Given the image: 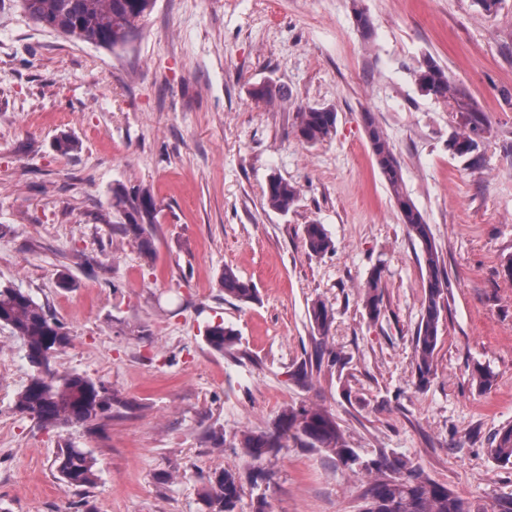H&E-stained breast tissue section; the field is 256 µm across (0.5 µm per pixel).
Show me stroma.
Here are the masks:
<instances>
[{
  "label": "stroma",
  "mask_w": 512,
  "mask_h": 512,
  "mask_svg": "<svg viewBox=\"0 0 512 512\" xmlns=\"http://www.w3.org/2000/svg\"><path fill=\"white\" fill-rule=\"evenodd\" d=\"M368 16L363 37L355 8ZM432 56L486 112L481 159L448 149L460 116L421 95ZM273 90L259 100L256 89ZM328 106L336 132L311 146L298 106ZM374 112L405 188L448 273L436 375L416 385L413 337L426 271L399 219L361 121ZM68 135L77 151L61 153ZM299 190L271 209L270 177ZM151 187L157 254L144 258L112 208V189ZM333 248L308 253L304 225ZM512 0H156L139 37L108 50L37 25L0 0V284L49 307L72 343L52 365L112 391L96 424L41 427L15 408L34 369L0 324V512H204L209 476L244 479L237 512H362L370 479L285 436L254 465L238 440L274 431L289 406H317L362 459L410 461L490 510L512 473L486 448L512 425ZM232 267L256 298L225 297ZM379 275L369 320L362 287ZM69 280L62 288L61 280ZM333 314L314 334L308 310ZM224 322V352L205 340ZM337 363L317 362V350ZM495 375L471 384L475 365ZM223 435L216 446L215 435ZM88 451L97 480L65 487L54 461ZM205 339L207 344L217 352H224L233 347L238 341V334L224 323L211 325L206 329Z\"/></svg>",
  "instance_id": "1"
}]
</instances>
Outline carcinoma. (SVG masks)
Segmentation results:
<instances>
[{
    "label": "carcinoma",
    "instance_id": "1",
    "mask_svg": "<svg viewBox=\"0 0 512 512\" xmlns=\"http://www.w3.org/2000/svg\"><path fill=\"white\" fill-rule=\"evenodd\" d=\"M22 9L36 24L57 30L79 42L115 50L129 46L138 36L155 0H21ZM419 91L437 99L452 100L460 113L462 126L450 143V149L467 151L471 156L480 150L491 134L488 116L464 100L461 89L451 85L448 73L429 60L417 72ZM362 122L376 164L384 177L391 198L398 207L401 223L410 238L420 247L427 280L420 319L414 337V360L417 385L427 387L435 375L434 358L441 326V313L448 292V274L437 252L430 225L411 198L404 192L401 166L384 137L372 112L362 113ZM337 112L326 106H301L297 109V132L309 145L319 144L336 132ZM265 198L268 206L288 213L298 199L297 188L276 176L268 180ZM112 209L123 214L124 232L133 237L139 252L151 259L156 253L149 226L159 223L160 207L147 187L130 192L119 185L112 190ZM303 241L310 254L321 256L331 249V239L323 225L303 226ZM220 288L224 295L240 302H250L255 288L241 280L226 266ZM383 293L380 277H371L363 286V308L370 320L382 313ZM313 329L329 335L333 315L321 302L309 312ZM11 327L22 341L26 357L35 368L27 385L18 393L15 408L36 419L47 428L69 422L92 423L112 413V393L104 385L77 373L59 375L51 372L54 355L71 345L72 338L61 324L33 298L11 286H0V323ZM207 344L224 352L238 341V334L224 323L206 329ZM471 380L485 392L491 389L493 372L484 366L474 367ZM278 428L288 432L309 448H321L343 465L357 464L355 451L346 444L335 418L325 410L302 405L281 414ZM277 437L268 432H245L241 447L260 464L275 447ZM488 454L503 469H512V426L496 430L489 439ZM373 475L363 497L364 512H481L456 496L448 486L430 480L403 459L382 456L365 465ZM57 471L67 487H87L96 481L95 462L82 448L66 447L57 456ZM239 474L223 470L209 478L203 492L208 512H235L241 498Z\"/></svg>",
    "mask_w": 512,
    "mask_h": 512
}]
</instances>
